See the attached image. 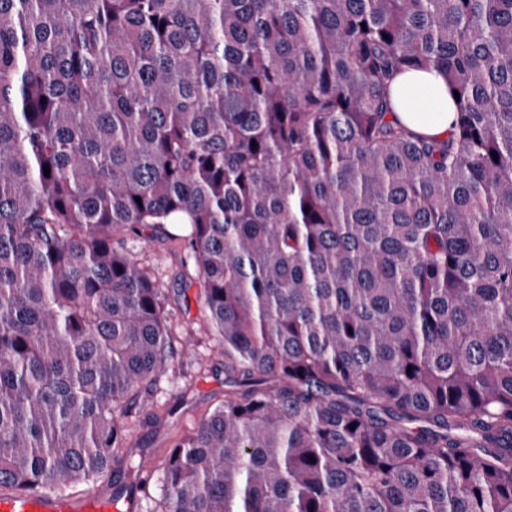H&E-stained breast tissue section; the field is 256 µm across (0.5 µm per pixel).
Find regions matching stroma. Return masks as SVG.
Returning <instances> with one entry per match:
<instances>
[{
    "label": "stroma",
    "mask_w": 512,
    "mask_h": 512,
    "mask_svg": "<svg viewBox=\"0 0 512 512\" xmlns=\"http://www.w3.org/2000/svg\"><path fill=\"white\" fill-rule=\"evenodd\" d=\"M120 237L162 289L171 330V348L163 370L152 391L139 399L126 419L129 453L147 457L153 464L151 471L142 473L135 490L138 512H158L159 464L171 442L190 433L201 416L224 398V349L208 328L202 281L195 278L185 286L174 281L183 258L179 242L152 229L144 234L124 231ZM165 409L170 415L164 425H146L150 414Z\"/></svg>",
    "instance_id": "obj_1"
}]
</instances>
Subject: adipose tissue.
<instances>
[{
	"label": "adipose tissue",
	"instance_id": "adipose-tissue-1",
	"mask_svg": "<svg viewBox=\"0 0 512 512\" xmlns=\"http://www.w3.org/2000/svg\"><path fill=\"white\" fill-rule=\"evenodd\" d=\"M402 122L428 137L447 136L455 117V102L438 71H409L400 75L390 91Z\"/></svg>",
	"mask_w": 512,
	"mask_h": 512
}]
</instances>
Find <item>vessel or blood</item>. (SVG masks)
Instances as JSON below:
<instances>
[{"label":"vessel or blood","mask_w":512,"mask_h":512,"mask_svg":"<svg viewBox=\"0 0 512 512\" xmlns=\"http://www.w3.org/2000/svg\"><path fill=\"white\" fill-rule=\"evenodd\" d=\"M134 508V501L118 505L108 492L77 495L50 491L34 496H20L12 489H0V512H133Z\"/></svg>","instance_id":"vessel-or-blood-1"}]
</instances>
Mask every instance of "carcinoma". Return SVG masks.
I'll use <instances>...</instances> for the list:
<instances>
[{"mask_svg": "<svg viewBox=\"0 0 512 512\" xmlns=\"http://www.w3.org/2000/svg\"><path fill=\"white\" fill-rule=\"evenodd\" d=\"M167 224L229 389L161 512H512V0H0V485L148 468ZM390 95L397 115L414 131L428 137L448 135L455 117V102L437 70L400 75Z\"/></svg>", "mask_w": 512, "mask_h": 512, "instance_id": "cac0c4a2", "label": "carcinoma"}]
</instances>
